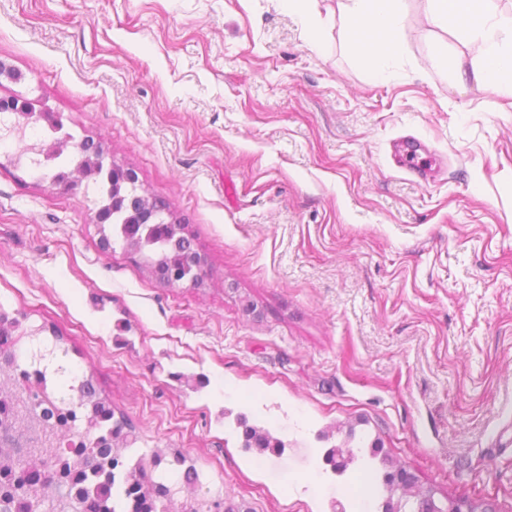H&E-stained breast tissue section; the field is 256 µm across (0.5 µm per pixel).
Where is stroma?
<instances>
[{
  "label": "stroma",
  "instance_id": "obj_1",
  "mask_svg": "<svg viewBox=\"0 0 512 512\" xmlns=\"http://www.w3.org/2000/svg\"><path fill=\"white\" fill-rule=\"evenodd\" d=\"M307 8L311 35L282 0H0V97L100 141L208 260L192 288L102 251L95 196L18 161L29 129L0 141V305L240 512H334V447L383 502L374 443L512 512V97L429 0H400L383 79L346 51L341 0ZM406 136L425 176L397 163ZM240 414L283 455L244 449Z\"/></svg>",
  "mask_w": 512,
  "mask_h": 512
}]
</instances>
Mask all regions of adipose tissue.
Segmentation results:
<instances>
[{
    "mask_svg": "<svg viewBox=\"0 0 512 512\" xmlns=\"http://www.w3.org/2000/svg\"><path fill=\"white\" fill-rule=\"evenodd\" d=\"M398 0H345L343 25L350 55L364 59L378 75L403 55ZM436 19L471 44L470 67L486 87L512 94V15H497L487 0H432Z\"/></svg>",
    "mask_w": 512,
    "mask_h": 512,
    "instance_id": "obj_1",
    "label": "adipose tissue"
}]
</instances>
